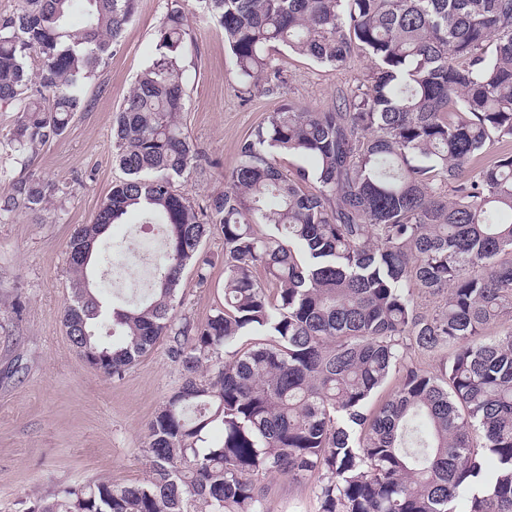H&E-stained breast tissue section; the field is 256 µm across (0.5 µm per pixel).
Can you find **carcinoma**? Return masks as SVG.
Returning a JSON list of instances; mask_svg holds the SVG:
<instances>
[{
  "mask_svg": "<svg viewBox=\"0 0 512 512\" xmlns=\"http://www.w3.org/2000/svg\"><path fill=\"white\" fill-rule=\"evenodd\" d=\"M136 8L22 0L0 16V105L17 114L0 136V221L59 192L1 160L26 169L65 133ZM193 8L223 31L246 94L284 83L281 45L336 69L371 62L365 88L327 109L270 113L202 207L177 189L199 158L180 77ZM509 139L512 0H170L156 58L112 124L125 177L68 242L62 323L112 379L165 340L181 382L148 424L143 482L96 477L23 512H266L260 477L314 472L320 512H455L462 495L466 512H512V330L490 333L512 317V153L472 167ZM283 154L315 165L287 170ZM131 207L165 226V260L130 300L100 290L93 267ZM214 228L224 299L198 322L178 314L177 287L189 266L208 280ZM423 297L439 300L430 314ZM443 348L438 373L407 362Z\"/></svg>",
  "mask_w": 512,
  "mask_h": 512,
  "instance_id": "cac0c4a2",
  "label": "carcinoma"
}]
</instances>
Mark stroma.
Wrapping results in <instances>:
<instances>
[{"label":"stroma","instance_id":"stroma-1","mask_svg":"<svg viewBox=\"0 0 512 512\" xmlns=\"http://www.w3.org/2000/svg\"><path fill=\"white\" fill-rule=\"evenodd\" d=\"M169 0H139L120 48L88 81L86 105L66 133L43 148L31 169L59 189L53 204L16 211L0 223V299L23 306L20 319L0 312V512H20L21 500L50 487L93 476L116 484L142 482L146 424L180 383L181 372L159 342L119 380L92 370L73 350L61 314L69 298L67 243L74 228L92 223L113 182L112 121L137 76L156 56V33ZM191 40L182 63L184 124L203 158L184 178V191L202 205L223 191L240 143L288 102L320 111L337 90L366 85L360 57L334 69L285 51L277 62L285 82L273 94L244 97L224 47V35L201 14L188 16ZM215 265L207 283L187 271L178 288L179 313L203 321L223 299L224 239L203 245ZM318 476L262 479L267 512H318Z\"/></svg>","mask_w":512,"mask_h":512}]
</instances>
